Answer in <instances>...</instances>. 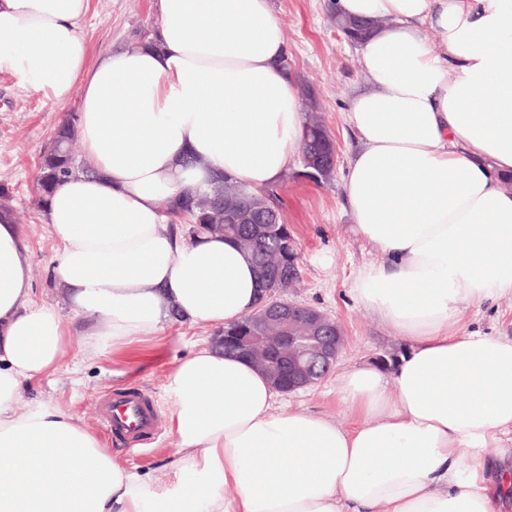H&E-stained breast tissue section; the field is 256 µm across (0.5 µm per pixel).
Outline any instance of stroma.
<instances>
[{
  "instance_id": "35a3bbf8",
  "label": "stroma",
  "mask_w": 512,
  "mask_h": 512,
  "mask_svg": "<svg viewBox=\"0 0 512 512\" xmlns=\"http://www.w3.org/2000/svg\"><path fill=\"white\" fill-rule=\"evenodd\" d=\"M334 0H270L287 44L288 69L300 90L311 91L329 135L335 140L338 162L332 180L315 183L290 171L278 192L282 214L297 244L301 282L293 300L315 306L334 317L345 331L347 345L335 370L317 386L286 395L290 406L328 419L341 427L354 426L359 416L336 393L338 373L379 357L402 352L406 340L390 324L367 310L355 297L353 281L363 265L381 262L353 231L345 201L344 178L348 159L358 147L347 114L356 96L368 91L358 63L357 49L331 22ZM161 25L156 0H89L80 25L88 48V63L106 54L136 48ZM77 96L65 101L45 97L23 87L13 73L0 72V187L7 188L15 222L31 258L33 298L60 313L69 344L59 371L23 388L20 405L42 402L77 416L103 447L120 452L128 465L156 481H167L178 460L176 439L169 430L171 404L166 377L175 361L197 345L208 331L188 323L169 324L155 340L127 355L83 359L80 351L91 328L76 315L67 294L54 279L51 261L59 247L44 211L36 202L35 179L41 155L56 126L78 109ZM468 329L492 336L512 337V295L463 311ZM136 388L154 402L156 433L131 444L107 434L100 425L101 399L118 389Z\"/></svg>"
}]
</instances>
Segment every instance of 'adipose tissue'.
Wrapping results in <instances>:
<instances>
[{"label":"adipose tissue","instance_id":"adipose-tissue-1","mask_svg":"<svg viewBox=\"0 0 512 512\" xmlns=\"http://www.w3.org/2000/svg\"><path fill=\"white\" fill-rule=\"evenodd\" d=\"M88 7L0 0V71L80 98L92 172L57 188L45 221L57 282L94 322L82 349L94 358L161 335L175 314L218 332L254 309L253 261L221 235L185 240L168 207L220 175L254 192L279 184L305 116L268 0H157L155 36L93 67ZM335 10L378 22L357 48L370 89L348 114L361 147L344 188L385 261L360 269L354 291L408 342L391 368L339 378L361 423L276 406L261 372L208 344L167 378L179 458L163 483L70 413L17 406L22 385L59 370L67 335L33 300L27 250L0 212V512H501L512 499V339L466 331L459 315L512 294V0Z\"/></svg>","mask_w":512,"mask_h":512}]
</instances>
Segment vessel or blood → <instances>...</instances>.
<instances>
[{"mask_svg":"<svg viewBox=\"0 0 512 512\" xmlns=\"http://www.w3.org/2000/svg\"><path fill=\"white\" fill-rule=\"evenodd\" d=\"M101 419L105 429L113 436L138 442L152 435L157 412L143 392L125 389L112 393L104 401Z\"/></svg>","mask_w":512,"mask_h":512,"instance_id":"vessel-or-blood-1","label":"vessel or blood"}]
</instances>
